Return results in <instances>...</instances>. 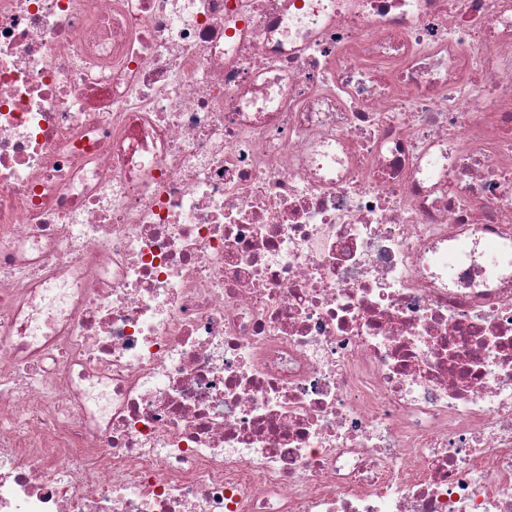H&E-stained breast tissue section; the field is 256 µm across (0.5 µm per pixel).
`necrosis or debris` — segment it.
Returning <instances> with one entry per match:
<instances>
[{
	"label": "necrosis or debris",
	"instance_id": "1",
	"mask_svg": "<svg viewBox=\"0 0 512 512\" xmlns=\"http://www.w3.org/2000/svg\"><path fill=\"white\" fill-rule=\"evenodd\" d=\"M492 240L512 0H0V512H512Z\"/></svg>",
	"mask_w": 512,
	"mask_h": 512
}]
</instances>
